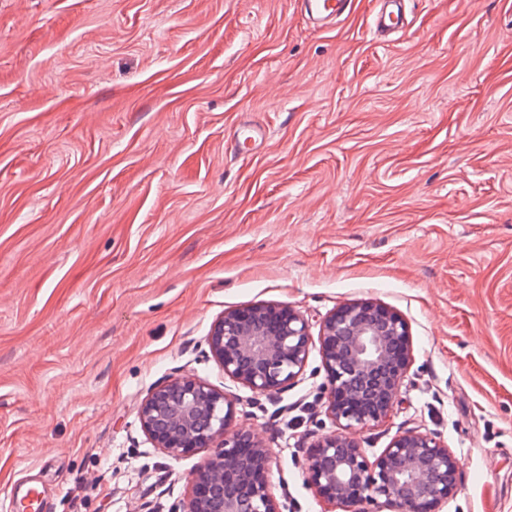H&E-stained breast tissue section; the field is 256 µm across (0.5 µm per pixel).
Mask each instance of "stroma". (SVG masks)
<instances>
[{
  "instance_id": "35a3bbf8",
  "label": "stroma",
  "mask_w": 512,
  "mask_h": 512,
  "mask_svg": "<svg viewBox=\"0 0 512 512\" xmlns=\"http://www.w3.org/2000/svg\"><path fill=\"white\" fill-rule=\"evenodd\" d=\"M373 0L316 31L295 0H0V512H170L209 456L138 409L195 373L240 404L288 512L334 432L311 351L280 397L225 377L224 311L397 312L410 371L369 457L416 430L459 461L441 512H512V0ZM269 131L248 154L233 128ZM410 0H376L371 31L374 36L389 38L403 33L408 26L406 4ZM11 505L14 512H49L43 492L37 487L30 488L24 497L13 500Z\"/></svg>"
}]
</instances>
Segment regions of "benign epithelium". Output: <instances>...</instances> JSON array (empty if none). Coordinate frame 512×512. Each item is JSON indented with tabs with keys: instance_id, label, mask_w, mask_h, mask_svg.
<instances>
[{
	"instance_id": "obj_1",
	"label": "benign epithelium",
	"mask_w": 512,
	"mask_h": 512,
	"mask_svg": "<svg viewBox=\"0 0 512 512\" xmlns=\"http://www.w3.org/2000/svg\"><path fill=\"white\" fill-rule=\"evenodd\" d=\"M312 340L305 315L288 305L257 304L214 321L206 356L233 382L277 397L302 373ZM318 341L326 412L341 432L308 449L307 483L342 512H440L458 473V458L440 437L407 431L373 460L353 437L386 422L398 402L412 363L406 322L374 301L347 303L323 317ZM237 404L194 373L169 379L141 403L140 427L164 454L215 447L177 512H284L271 491L266 443L253 430L232 426Z\"/></svg>"
}]
</instances>
